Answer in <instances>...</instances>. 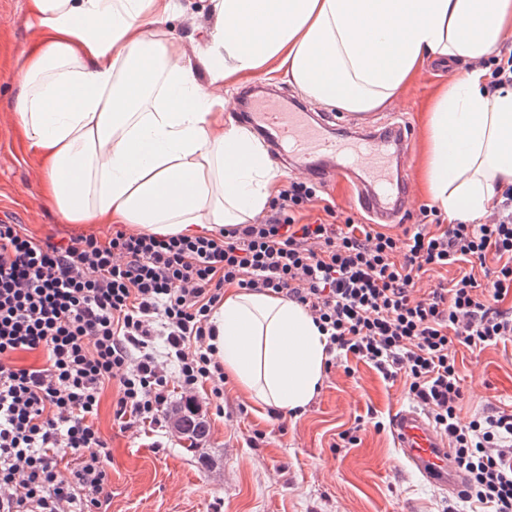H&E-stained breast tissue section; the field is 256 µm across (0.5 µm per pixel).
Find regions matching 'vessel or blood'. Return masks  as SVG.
Masks as SVG:
<instances>
[{
  "label": "vessel or blood",
  "mask_w": 512,
  "mask_h": 512,
  "mask_svg": "<svg viewBox=\"0 0 512 512\" xmlns=\"http://www.w3.org/2000/svg\"><path fill=\"white\" fill-rule=\"evenodd\" d=\"M243 118L285 148L293 170L319 182L331 177L349 180L360 207L376 223H397L407 190L394 163L401 147L411 138L410 126L395 124L378 135L344 139L312 123L306 113L297 111L288 101L267 99L251 101ZM391 429L405 464L427 481L457 492L463 475L451 448L424 412L413 408L397 410Z\"/></svg>",
  "instance_id": "b4317fda"
}]
</instances>
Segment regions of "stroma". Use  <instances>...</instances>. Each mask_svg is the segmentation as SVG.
<instances>
[{"mask_svg": "<svg viewBox=\"0 0 512 512\" xmlns=\"http://www.w3.org/2000/svg\"><path fill=\"white\" fill-rule=\"evenodd\" d=\"M33 33L26 26V0H0V218L10 217L29 234L44 238L94 235L108 241L112 230L96 224L62 223L41 192L42 173L20 140L13 104L14 67ZM464 63L426 62L421 74L397 97L372 112L336 111L338 121L356 126L408 122L410 152L408 209L390 234L418 224L429 202L420 191L419 163L424 114L438 87L464 70ZM462 421L493 406L512 410V343L480 352L460 349ZM118 387L105 388L92 423L111 448L107 512H466V503L425 483L406 465L390 431L373 419L390 421L410 407L402 382H391L355 357L335 359L313 401L296 414H260L257 406L224 383L222 406L211 403V387L199 389L209 432L188 454L173 430L148 426L124 429L115 418ZM357 428L359 441L333 451L341 432Z\"/></svg>", "mask_w": 512, "mask_h": 512, "instance_id": "stroma-1", "label": "stroma"}]
</instances>
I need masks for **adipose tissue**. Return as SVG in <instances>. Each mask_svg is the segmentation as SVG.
Returning a JSON list of instances; mask_svg holds the SVG:
<instances>
[{
  "label": "adipose tissue",
  "mask_w": 512,
  "mask_h": 512,
  "mask_svg": "<svg viewBox=\"0 0 512 512\" xmlns=\"http://www.w3.org/2000/svg\"><path fill=\"white\" fill-rule=\"evenodd\" d=\"M178 0H27L17 124L67 224L159 236L254 223L279 173L228 121L225 79L283 71L318 106L370 112L429 60L468 63L426 114L423 194L449 220L490 213L512 186V89L485 67L512 36V0H210L190 58ZM224 373L264 410L295 413L324 376L326 338L300 304L228 288L214 311Z\"/></svg>",
  "instance_id": "ef3b65f1"
}]
</instances>
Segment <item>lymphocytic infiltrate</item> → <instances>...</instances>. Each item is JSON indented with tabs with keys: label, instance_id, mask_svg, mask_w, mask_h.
<instances>
[{
	"label": "lymphocytic infiltrate",
	"instance_id": "1",
	"mask_svg": "<svg viewBox=\"0 0 512 512\" xmlns=\"http://www.w3.org/2000/svg\"><path fill=\"white\" fill-rule=\"evenodd\" d=\"M311 181L290 182L271 213L216 235L157 236L116 231L67 244L0 224V512H100L111 451L94 429L101 395L117 383L123 428L162 425L171 378L184 410L196 390L224 394L211 316L224 288L285 296L305 307L329 353L353 354L387 379H403L465 474L461 501L472 512H512V413L491 410L461 421L459 347L512 342V187L482 224L402 235L366 224L296 223L317 196ZM450 287L420 292L421 275L466 263ZM168 351L150 349L154 336ZM42 364L17 365L18 353ZM77 462L60 474L67 453Z\"/></svg>",
	"mask_w": 512,
	"mask_h": 512
}]
</instances>
